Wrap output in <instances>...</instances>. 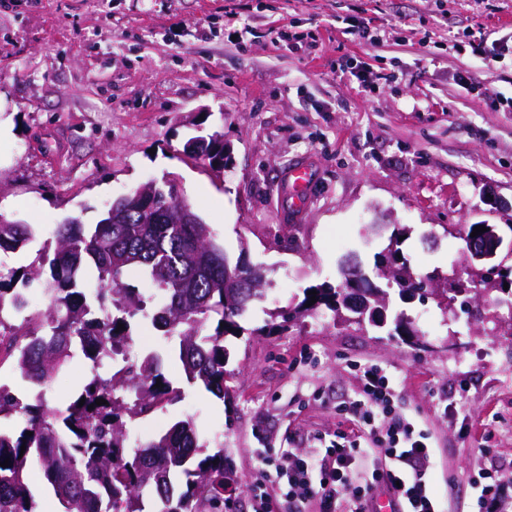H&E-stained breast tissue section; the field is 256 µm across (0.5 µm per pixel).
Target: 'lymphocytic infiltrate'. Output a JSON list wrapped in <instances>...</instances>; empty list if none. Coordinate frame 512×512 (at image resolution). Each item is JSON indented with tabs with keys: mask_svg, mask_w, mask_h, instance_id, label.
Wrapping results in <instances>:
<instances>
[{
	"mask_svg": "<svg viewBox=\"0 0 512 512\" xmlns=\"http://www.w3.org/2000/svg\"><path fill=\"white\" fill-rule=\"evenodd\" d=\"M356 396L336 407L351 425L314 457L285 450L264 460L251 488V512H274L282 495L288 512H368L376 491L399 492L407 512H442L433 487L434 448L426 430L397 411L395 387L373 363L356 367ZM477 490L476 512H512V493L492 472L470 478Z\"/></svg>",
	"mask_w": 512,
	"mask_h": 512,
	"instance_id": "f902f5d3",
	"label": "lymphocytic infiltrate"
}]
</instances>
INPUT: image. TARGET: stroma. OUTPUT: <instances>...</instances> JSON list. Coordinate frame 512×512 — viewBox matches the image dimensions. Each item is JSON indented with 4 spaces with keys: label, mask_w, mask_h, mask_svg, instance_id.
I'll list each match as a JSON object with an SVG mask.
<instances>
[{
    "label": "stroma",
    "mask_w": 512,
    "mask_h": 512,
    "mask_svg": "<svg viewBox=\"0 0 512 512\" xmlns=\"http://www.w3.org/2000/svg\"><path fill=\"white\" fill-rule=\"evenodd\" d=\"M372 20L379 41L336 30ZM298 34L288 51L270 31ZM512 38V0H7L0 6V214L34 226L28 263L64 217L97 223L116 197L169 178L231 257L268 270L260 307L230 336L225 404L187 387L179 360L165 375L182 397L140 421L145 438L193 418L201 440L223 448L236 484L224 512H249L265 457L315 452L333 435L337 398L360 387L355 363L396 382L395 403L435 446L444 512H472L477 468L512 467V309L494 295L480 314L405 303L417 344L371 326L313 315L285 331L265 310L335 284L344 252L373 263L368 225L407 228L400 250L419 272L467 266L458 231L498 225L512 241V62H486L472 33ZM357 61L387 75L372 92L342 79ZM471 70L475 89L457 82ZM221 131L232 155L217 171L183 153ZM310 165L308 204L281 222L285 174ZM494 193L500 207L491 206ZM89 374L81 360L58 372L47 404L65 407Z\"/></svg>",
    "instance_id": "stroma-1"
}]
</instances>
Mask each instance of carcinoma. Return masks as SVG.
Returning <instances> with one entry per match:
<instances>
[{
	"instance_id": "cac0c4a2",
	"label": "carcinoma",
	"mask_w": 512,
	"mask_h": 512,
	"mask_svg": "<svg viewBox=\"0 0 512 512\" xmlns=\"http://www.w3.org/2000/svg\"><path fill=\"white\" fill-rule=\"evenodd\" d=\"M203 140L208 164L224 167L228 156L222 135L215 132ZM160 188L151 202L149 223H141L144 203L134 190L113 200L92 228L65 218L53 230L54 251L42 250L29 265L7 268L10 282L49 298L47 309L30 313L19 324L7 322L21 308L22 292L0 281V332L24 338L19 349L0 347V365L18 373L32 392L22 399L0 386V418L23 420L18 433L0 428V463L10 460V466H0V512H38L30 488L36 469L52 486L63 512H150L158 504L157 512H224V487L234 481L233 471L225 463L224 449L207 453L192 419L178 420L165 433L139 443L137 450H128L127 423L146 419L180 395L162 371V354L151 353L127 367L113 359L132 344L129 320L140 315L162 333L165 346L178 342L188 383L228 398L224 338L243 333L238 318L263 298V289L246 295L233 287V279L249 274L264 283L266 271L247 263L245 247L231 259L202 217L195 224L177 223L175 199L165 185ZM114 214L124 223H112ZM404 233L403 228L393 230L375 256V268L389 257L406 265L398 248ZM32 241L30 225L0 214V254L22 251ZM507 260L503 257L485 273H469L467 287L485 291L498 279L506 283L512 276ZM131 271L157 289L152 309L138 289L124 282ZM339 275L334 287H314V304L306 294L291 308L267 312L266 326L288 324L322 308L337 315L345 310L341 298L351 280L371 283L355 253L341 261ZM411 276L410 282L395 276L386 287L426 293L439 273ZM212 319L217 323L207 334ZM76 357L95 373L65 408H49L44 390ZM97 399L106 404H95Z\"/></svg>"
}]
</instances>
